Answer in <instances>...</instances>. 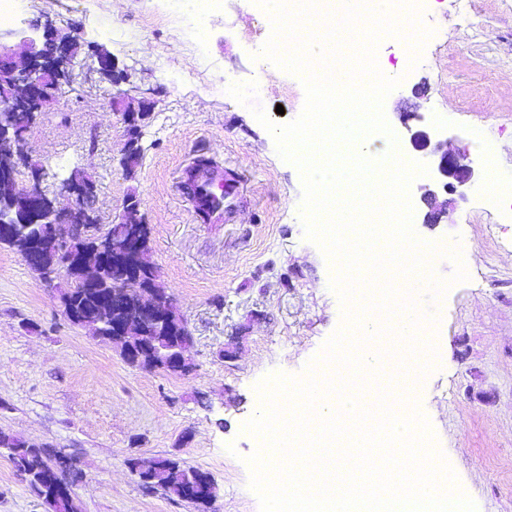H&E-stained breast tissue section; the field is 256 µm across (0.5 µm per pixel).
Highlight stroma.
<instances>
[{
	"instance_id": "stroma-1",
	"label": "stroma",
	"mask_w": 512,
	"mask_h": 512,
	"mask_svg": "<svg viewBox=\"0 0 512 512\" xmlns=\"http://www.w3.org/2000/svg\"><path fill=\"white\" fill-rule=\"evenodd\" d=\"M420 7L432 34L419 51L397 37L376 49L401 79L384 101L386 121L398 149L422 163L424 152L412 148L400 121L401 113H421L466 152L478 178L436 226L423 222L419 187L427 175L409 187L417 237L462 257L433 258V275L449 283L438 301L414 291L425 317L420 342L435 355L409 403L426 416L434 451L476 512H512V210L485 189L512 187V0H421ZM36 21L80 45L71 85L27 136L29 159L46 170L41 188L55 195L58 168L80 169L96 184L102 224L112 223L129 192L141 198L148 261L191 331L192 371L130 364L116 344L74 324L57 290L1 248L0 432L74 460L79 512H261L247 463L256 444L245 428L258 412L256 386L274 374L304 376L343 326L330 287L335 267L305 234L301 173L252 112L261 107L277 124L297 119L302 79L261 57L273 26L255 0H222L201 32L175 17L168 0H28L18 21L0 27V42L33 36ZM107 25L112 34H104ZM101 50L126 72L122 87L98 73ZM230 83L256 86L251 105L228 93ZM119 90L128 106L150 104L143 160L131 179L112 110ZM202 160L244 184L227 223H203L181 190L184 168ZM460 265L467 278L452 282ZM228 347L237 352L231 362ZM166 457L208 472L214 504L145 491L130 460ZM0 512H45L2 451Z\"/></svg>"
}]
</instances>
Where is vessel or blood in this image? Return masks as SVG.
<instances>
[{
	"mask_svg": "<svg viewBox=\"0 0 512 512\" xmlns=\"http://www.w3.org/2000/svg\"><path fill=\"white\" fill-rule=\"evenodd\" d=\"M219 185L223 186L224 194L217 200L213 192ZM184 192L195 210L207 212L209 223L219 224L235 213L240 200L241 181L225 170L195 166L186 173Z\"/></svg>",
	"mask_w": 512,
	"mask_h": 512,
	"instance_id": "b4317fda",
	"label": "vessel or blood"
}]
</instances>
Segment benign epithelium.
<instances>
[{"label":"benign epithelium","mask_w":512,"mask_h":512,"mask_svg":"<svg viewBox=\"0 0 512 512\" xmlns=\"http://www.w3.org/2000/svg\"><path fill=\"white\" fill-rule=\"evenodd\" d=\"M43 29L42 39L23 40L26 61L15 62V52L0 42V88L8 94L0 96V113L32 112L40 116L57 98L62 87L70 82L71 66L77 38H57L49 25L33 24ZM100 75L117 85L114 74L117 66L112 57L103 53L98 58ZM420 119L415 113H403V125L410 133V143L416 150L426 152L432 184L424 187L420 200L426 212L423 223L435 225L448 216L453 195L475 182V170L463 158L448 151V140L440 138L436 129L424 127L412 131L409 121ZM120 121L127 127L126 148L139 142L141 130L138 114L132 110L121 113ZM24 145L0 134V199L11 200V211L0 210V245L15 247L31 270L49 287L64 280L68 283L98 284V273L110 270L120 276L110 288L100 289L94 313L116 312L117 316L95 331L114 342L122 341L132 347V362L144 368H160L186 374L191 366L183 355L184 349L157 357L154 349L144 343L142 330L150 325L168 321L166 306L151 297L149 285L153 267L146 261L148 235L146 225L136 223L135 213L141 202L129 200L120 222L129 225L128 233L111 241L102 232L95 213L86 211L85 203L94 192L93 185L78 176L58 183V193L48 197L40 188L44 178L41 171H30L21 179ZM35 221H51L56 233L52 237L24 236L19 232V217ZM74 239L87 243L85 249L69 247ZM215 497L210 475L197 471L182 486L180 499L191 503L210 501Z\"/></svg>","instance_id":"obj_1"}]
</instances>
